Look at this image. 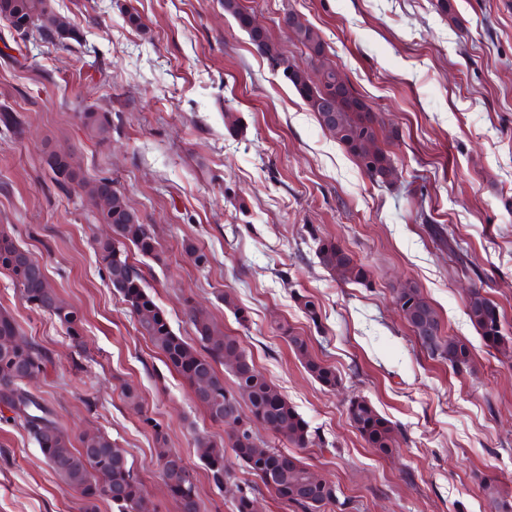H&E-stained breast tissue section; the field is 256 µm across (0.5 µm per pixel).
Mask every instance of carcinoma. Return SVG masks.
Segmentation results:
<instances>
[{
    "instance_id": "carcinoma-1",
    "label": "carcinoma",
    "mask_w": 512,
    "mask_h": 512,
    "mask_svg": "<svg viewBox=\"0 0 512 512\" xmlns=\"http://www.w3.org/2000/svg\"><path fill=\"white\" fill-rule=\"evenodd\" d=\"M224 11L248 34L257 50L267 56L272 67L284 63V55L269 41L267 33L249 26L240 0H224ZM0 17L37 41L51 43L56 38L78 39L76 31L49 9L47 0H0ZM288 38L293 45L302 47V52L310 59L326 54L328 49L320 31L311 24L288 30ZM282 74L316 114L321 128L344 146L360 168L377 182L392 180L396 159L380 144V119L354 91L343 71L312 77L306 73L289 76L284 68ZM336 93L340 94L338 111H322L324 98ZM82 119L93 136L103 139L108 135L111 123L107 113L84 112ZM49 167L60 189L68 191L77 185L97 202L95 219L112 230V236L96 240V253L112 288L136 318L139 332L163 355L168 369L182 376L193 392H201L198 402L210 420L222 423L224 417L235 414L249 423L264 426L275 438L296 448L315 445L308 423L257 368L238 337L216 335L211 318L201 311L192 314L200 348L176 335L165 312L148 293L142 271L129 261L125 249L130 243L141 256L159 258L152 226L140 223L125 195L112 188V181L106 178L93 183L82 181L66 154L53 155ZM318 258L343 282L360 283L368 277L363 264L354 261L331 241L320 244ZM0 269L8 272L26 303L54 317L66 327L73 346H82L81 319L76 309L61 299L54 289L43 286L33 261L22 256L17 244L4 232H0ZM395 301L397 306L408 310L409 326L431 357L447 360L458 373L473 368L469 346L462 341L442 338L439 315L419 288L411 283L402 285L396 291ZM466 308L471 323L480 331L486 345L511 361L512 347L502 333L497 305L481 289L473 288L467 296ZM285 334L305 370L321 385L336 387V371L311 354L307 339L289 330ZM229 353H235L239 358L238 364L230 368L236 386L234 391L224 387V378L216 370V365L224 362V356ZM48 363V353L22 336L14 317L1 308L0 404L14 412L13 420L35 442L65 488L80 495L83 512H97L101 501L112 503L116 512H155L144 497L142 482L129 462L127 452L116 441L101 432H86L80 438V448H74L53 410L28 388ZM347 414L367 445L377 453L388 456L399 447L395 428L379 416L367 400H350ZM227 437L246 472L256 477L282 503L293 505L302 512H325L339 501L335 484L324 479L312 481L308 466L288 452L272 446L270 454L256 456L253 444L258 439L256 431L249 428L243 436L229 433ZM196 444L199 460L212 484L231 499L233 512H253L254 488L242 486L225 466L224 445L213 443L204 436L198 437ZM169 493L178 504L179 512H200L196 479L189 465H184L182 475L170 484Z\"/></svg>"
}]
</instances>
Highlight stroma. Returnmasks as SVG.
I'll use <instances>...</instances> for the list:
<instances>
[{
  "label": "stroma",
  "mask_w": 512,
  "mask_h": 512,
  "mask_svg": "<svg viewBox=\"0 0 512 512\" xmlns=\"http://www.w3.org/2000/svg\"><path fill=\"white\" fill-rule=\"evenodd\" d=\"M298 65L281 14L293 7L319 29L351 85L382 120L398 159L373 182L325 135L282 72L225 13L223 0H49L80 42L42 44L0 17V231L45 266L83 320L84 351L0 272V308L51 361L30 385L72 437L104 432L125 448L156 512H178L160 476L159 448L193 468L200 512H232L195 448L225 438L184 380L140 335L95 251L109 230L86 194L51 180L66 153L86 180L108 178L142 223L157 260L139 258L174 332L196 336L190 307L239 336L257 367L322 439L300 450L345 500V512H490L496 484L512 501V365L485 346L466 314L480 286L512 338V0H240ZM138 14L141 26L128 21ZM232 108L239 127H224ZM108 113L107 140L82 126ZM329 240L364 264L365 284L336 280L319 262ZM459 241L465 255L450 253ZM204 250L196 267L186 252ZM418 286L444 338L468 342L472 371L455 373L421 347L395 294ZM231 296L246 315L225 307ZM312 297L320 320L305 314ZM309 337L341 379L328 390L303 368L280 325ZM363 396L394 423L393 456L369 448L346 414ZM0 512H82L37 445L0 407Z\"/></svg>",
  "instance_id": "obj_1"
}]
</instances>
